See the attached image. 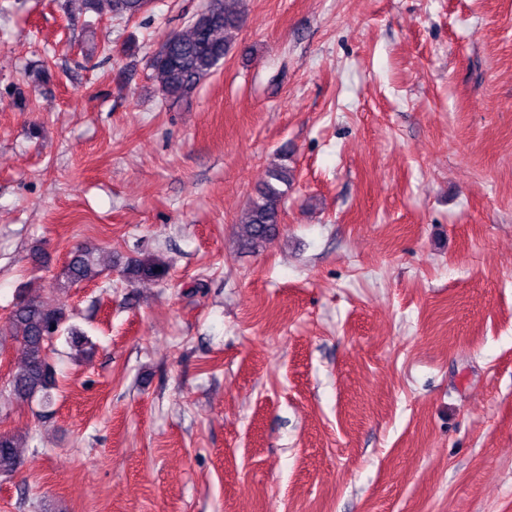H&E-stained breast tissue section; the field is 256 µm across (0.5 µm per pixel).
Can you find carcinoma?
<instances>
[{"mask_svg":"<svg viewBox=\"0 0 512 512\" xmlns=\"http://www.w3.org/2000/svg\"><path fill=\"white\" fill-rule=\"evenodd\" d=\"M106 2L112 14L133 18L148 5L149 0H83L86 7L96 9ZM238 0H209L193 19L189 32L173 33L152 54L148 66L163 100L174 104L188 100L197 86L214 74L231 50L229 34L243 24L237 9ZM295 181V169L286 159L271 164L266 180L257 189L245 212L241 247L256 251L277 235L288 191ZM129 281L148 280L164 283L169 266L159 257L146 255L129 261L123 270ZM96 257L92 250L76 249L63 272L62 288L98 278ZM68 316L61 306L20 294L7 318L10 335L19 344L24 367L7 381L10 392L19 399L36 394L50 400L56 386L55 371L49 363L53 341L62 335L75 347L93 349V343L73 325H66ZM18 439L0 433V476L10 477L21 467L17 452Z\"/></svg>","mask_w":512,"mask_h":512,"instance_id":"obj_1","label":"carcinoma"}]
</instances>
